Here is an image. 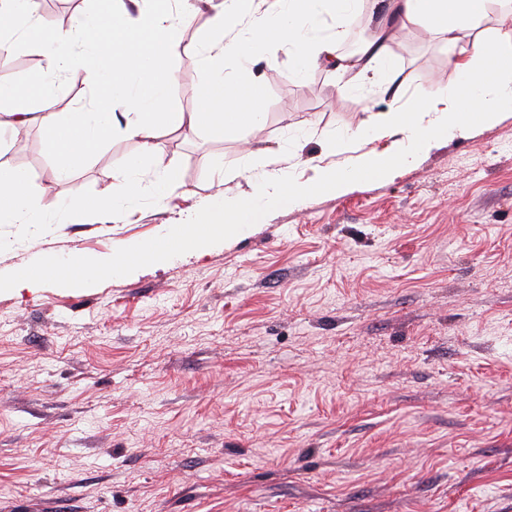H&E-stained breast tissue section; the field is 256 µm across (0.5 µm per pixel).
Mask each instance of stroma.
I'll use <instances>...</instances> for the list:
<instances>
[{"instance_id": "1", "label": "stroma", "mask_w": 512, "mask_h": 512, "mask_svg": "<svg viewBox=\"0 0 512 512\" xmlns=\"http://www.w3.org/2000/svg\"><path fill=\"white\" fill-rule=\"evenodd\" d=\"M367 9L317 36L364 43ZM201 21L179 26L172 97L199 111ZM388 66L340 91L334 70L291 79V47L257 66L260 130H159L178 187L164 204L144 163L139 204L57 223L0 224V277L44 257L110 255L119 241L198 222L217 196L249 193L246 150H275L299 180L320 134L452 84L448 49L409 25ZM27 41L0 81L43 76ZM55 109L102 97L77 71ZM315 135L294 145L293 129ZM21 159L42 205L107 196L140 152L112 137L66 180L39 121ZM241 166L234 180L225 167ZM0 512H512V116L430 150L384 182L271 208L250 235L133 277L37 293L0 291Z\"/></svg>"}]
</instances>
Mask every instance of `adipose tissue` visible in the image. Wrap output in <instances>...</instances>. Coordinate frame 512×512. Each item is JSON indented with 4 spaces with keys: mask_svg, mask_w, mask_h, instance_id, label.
Returning a JSON list of instances; mask_svg holds the SVG:
<instances>
[{
    "mask_svg": "<svg viewBox=\"0 0 512 512\" xmlns=\"http://www.w3.org/2000/svg\"><path fill=\"white\" fill-rule=\"evenodd\" d=\"M488 2L371 0L381 23H430L451 51L449 62L458 85L429 83L412 110L372 113L357 127L325 136V155H339L343 161L338 165L315 162L313 175L306 181L275 168L274 153L254 157V166L263 173L252 179L250 193L213 201L212 215L204 221L167 224L153 239L115 243L111 254L100 260L77 255L49 259V266L65 270L58 283L123 279L145 263L163 265L188 251L204 255L217 243L250 234L259 216L277 204L301 205L321 193L343 194L361 180L390 179L398 170L416 165L437 143L464 139L475 127L497 124L503 118L502 107L512 105V16L481 29ZM208 3L207 32L196 50L207 73L198 92L201 108L185 112L173 101L172 77L164 66L178 48L175 20L197 15L192 0H154V9L134 26L118 12L112 24H105L103 11L97 10L69 29L55 27L40 16L36 0H0V17L12 21L11 26L0 28V51L14 49V26L24 21L46 59V73L40 80L21 88L0 84V135L6 133L11 141H19L31 120L29 106L37 104L42 112L44 146L54 160L49 179L56 182L84 164L111 137L114 111L122 109L127 118L123 133L139 141L141 152L115 175L111 195L94 200L95 208L109 212L119 202L128 206L138 203L142 187L137 173L142 160L155 159L159 129L203 128L220 138L229 126H262L264 115L252 108V90L233 91L224 75L225 61H234L247 75L258 46L285 42L298 57L294 79L305 78L310 61L324 59L342 76L340 89L346 92L357 77L390 59L387 39L380 34L355 59L337 56L331 40L313 34L322 6L342 17L360 6L361 0H274L272 9L259 16L254 13L255 0ZM243 24L248 27L246 36L236 37L235 29ZM76 67L109 94L97 101L92 112L81 108L54 111V83ZM383 138L390 141L385 150L355 156L348 153L358 141ZM46 221L47 211L34 202L26 173L0 164V224Z\"/></svg>",
    "mask_w": 512,
    "mask_h": 512,
    "instance_id": "obj_1",
    "label": "adipose tissue"
}]
</instances>
